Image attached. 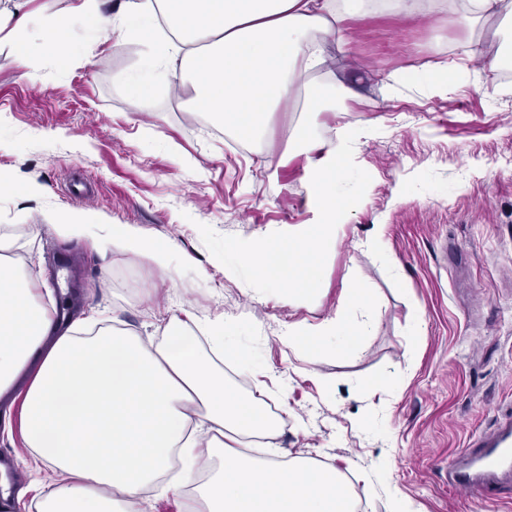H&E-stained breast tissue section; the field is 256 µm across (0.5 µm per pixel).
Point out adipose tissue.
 Here are the masks:
<instances>
[{
  "instance_id": "obj_1",
  "label": "adipose tissue",
  "mask_w": 512,
  "mask_h": 512,
  "mask_svg": "<svg viewBox=\"0 0 512 512\" xmlns=\"http://www.w3.org/2000/svg\"><path fill=\"white\" fill-rule=\"evenodd\" d=\"M30 2L0 9V43H14L20 61L40 53L68 59L63 33L76 25L97 45L115 34L150 33L146 66L191 85V111L269 146L270 118L283 102L300 97L303 111H318L326 89L315 75L328 39L347 46L352 21L375 7L373 0H119L106 13L103 0H71L66 13L35 15ZM33 20L43 37L30 44L24 32ZM348 155L326 150L305 173L318 223L232 246L237 261L225 273L246 265L283 301L302 303L344 227L348 208L338 187ZM104 242L161 272L171 260L170 247L128 224L106 232ZM12 248L0 237V399L22 393L26 445L59 475L41 512H138L142 491L176 454L187 460L182 481L214 470L199 512H354L335 468L304 458L259 463L243 453V439L271 428L224 381L225 356L245 371L251 362L225 342L223 321L174 314L149 341L131 331L61 326L57 306L44 303ZM355 309L369 314L370 294L344 289L333 315L310 328L288 324L282 341L352 354L362 334Z\"/></svg>"
}]
</instances>
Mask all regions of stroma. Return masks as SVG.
<instances>
[{
  "mask_svg": "<svg viewBox=\"0 0 512 512\" xmlns=\"http://www.w3.org/2000/svg\"><path fill=\"white\" fill-rule=\"evenodd\" d=\"M458 17L449 0L412 17L375 10L353 22L345 50L328 45L324 78L357 77L360 95L328 96L315 133L331 146L355 128L363 136L342 181L349 219L316 291L297 306L246 271L224 273L226 247L316 219L305 172L317 154L292 138L295 103L274 117L270 157L257 141L234 148L236 134L188 112L173 82L135 102L126 81L147 40L113 38L93 52L76 28L66 34L68 61L42 55L25 65L15 45L0 44V170L13 178L0 191V226L14 256L42 257L33 271L41 292L74 318L144 336L174 312L223 319L228 342L255 363L248 374L225 359L227 383L283 415L285 458L336 466L367 512H393L394 489L409 512H512V499L469 497L445 476L470 437L512 413V87L481 74L501 51L504 20L469 26ZM475 40L484 55L470 61ZM438 66L448 91L426 79ZM32 184L40 194H28ZM74 210L175 242L168 270L92 234L61 237L54 225ZM65 263L72 305L57 278ZM352 285L375 301L354 354L296 353L281 342L285 325L319 324ZM10 416L0 455H11L24 490L11 495L10 512H36L50 470L35 466L24 442L20 403ZM179 473L169 468L140 512H191L188 488L166 489Z\"/></svg>",
  "mask_w": 512,
  "mask_h": 512,
  "instance_id": "1",
  "label": "stroma"
}]
</instances>
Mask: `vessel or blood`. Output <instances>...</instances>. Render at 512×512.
Returning <instances> with one entry per match:
<instances>
[{"label":"vessel or blood","instance_id":"vessel-or-blood-1","mask_svg":"<svg viewBox=\"0 0 512 512\" xmlns=\"http://www.w3.org/2000/svg\"><path fill=\"white\" fill-rule=\"evenodd\" d=\"M449 487L486 501L498 500L512 487V415L505 416L494 432L473 437L467 447L448 462Z\"/></svg>","mask_w":512,"mask_h":512}]
</instances>
